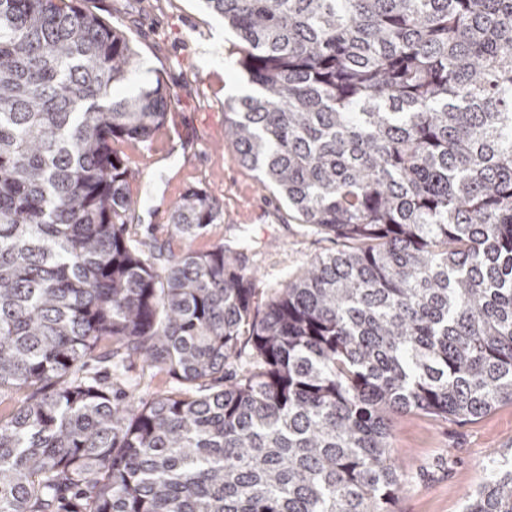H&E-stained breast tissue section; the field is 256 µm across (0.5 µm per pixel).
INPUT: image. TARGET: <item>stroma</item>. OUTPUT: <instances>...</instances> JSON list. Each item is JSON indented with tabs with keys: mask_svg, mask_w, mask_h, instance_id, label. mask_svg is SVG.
I'll return each instance as SVG.
<instances>
[{
	"mask_svg": "<svg viewBox=\"0 0 512 512\" xmlns=\"http://www.w3.org/2000/svg\"><path fill=\"white\" fill-rule=\"evenodd\" d=\"M126 30L139 54L138 81L160 80L174 101L145 143H118L136 172L130 184L141 201L129 226L132 239L182 244L171 236L170 207L187 189L205 188L224 210L192 247L247 241L246 266L256 275L254 306L264 309L284 284L300 276L316 255L344 241L302 224L287 204L242 166L224 140V103L249 90L236 65L235 33L200 0H85ZM394 456L409 484L394 512H464L465 495L485 477L491 461L512 449V404L475 421L426 414L400 416Z\"/></svg>",
	"mask_w": 512,
	"mask_h": 512,
	"instance_id": "35a3bbf8",
	"label": "stroma"
}]
</instances>
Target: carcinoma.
Masks as SVG:
<instances>
[{
  "mask_svg": "<svg viewBox=\"0 0 512 512\" xmlns=\"http://www.w3.org/2000/svg\"><path fill=\"white\" fill-rule=\"evenodd\" d=\"M253 91L225 138L351 243L259 311L202 188L128 231L160 82L77 0H0V512H391V415L512 403V0H201ZM248 332L252 369L224 367ZM140 359L177 382L119 388ZM465 512H512V462Z\"/></svg>",
  "mask_w": 512,
  "mask_h": 512,
  "instance_id": "1",
  "label": "carcinoma"
}]
</instances>
